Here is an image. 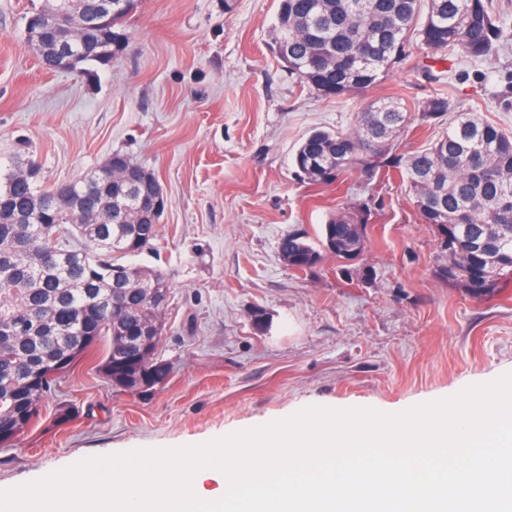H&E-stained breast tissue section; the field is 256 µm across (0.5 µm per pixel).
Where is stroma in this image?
<instances>
[{
    "instance_id": "stroma-1",
    "label": "stroma",
    "mask_w": 512,
    "mask_h": 512,
    "mask_svg": "<svg viewBox=\"0 0 512 512\" xmlns=\"http://www.w3.org/2000/svg\"><path fill=\"white\" fill-rule=\"evenodd\" d=\"M44 5L0 0V169L32 161L52 186L119 152L156 175L167 197L157 246L127 261L168 278L157 354L170 373L150 394L112 387L99 342L0 447V490L107 451L204 442L314 405L397 412L512 372V281L480 301L442 280L438 233L397 171L321 186L293 163L311 130L349 129L387 99L414 113L440 94L512 132V0H491L510 35L491 57H441L414 39L379 82L337 99L283 68L278 0H140L125 49L88 73L41 69L24 32ZM365 202L359 259L285 266L282 236L318 237ZM65 405L78 415L57 423Z\"/></svg>"
}]
</instances>
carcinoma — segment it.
<instances>
[{
  "label": "carcinoma",
  "instance_id": "1",
  "mask_svg": "<svg viewBox=\"0 0 512 512\" xmlns=\"http://www.w3.org/2000/svg\"><path fill=\"white\" fill-rule=\"evenodd\" d=\"M101 0H49L64 13L76 35ZM138 0H116L112 26L81 41L78 69L103 63L94 43L113 56L123 50L122 29ZM42 53L58 39L57 23L44 26ZM433 54L487 58L504 37L488 0H279L275 44L288 46L284 68L302 87L325 98L376 84L405 57L409 36ZM375 45L365 61L360 46ZM449 112L442 95L427 99L417 114L396 102L373 103L349 131L313 130L298 146L294 163L313 185H332L352 172L374 176L387 166L396 138L414 119L436 121ZM403 175L425 224L436 227L443 263L440 276L475 299L493 296L512 278V136L473 113L459 112L430 147L402 163ZM39 169L23 180L13 171L0 176V446L23 435L57 376L38 371L65 363L71 370L103 336L110 337L99 363L113 386L148 393L165 385L167 364L139 343L144 289H128L123 306L114 300L113 281L168 285L158 269L133 267L119 259L150 249L160 217L151 216L155 198L146 180L100 178L97 171L71 183L83 207L103 215V224L67 218L54 201L56 189L42 190ZM371 207L342 210L329 217L316 248L302 232L279 242L288 269L307 272L324 255L355 260L366 246ZM50 247L61 262L40 263Z\"/></svg>",
  "mask_w": 512,
  "mask_h": 512
}]
</instances>
